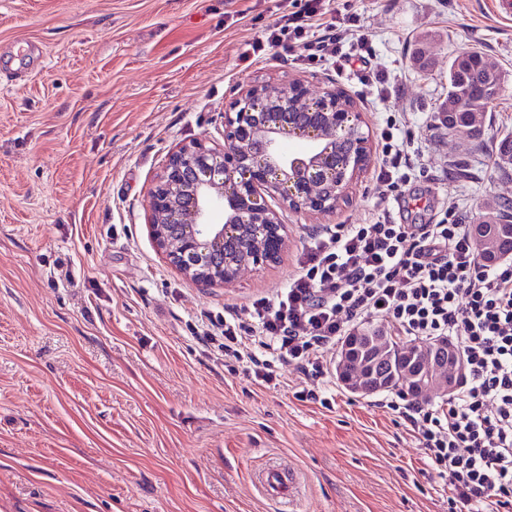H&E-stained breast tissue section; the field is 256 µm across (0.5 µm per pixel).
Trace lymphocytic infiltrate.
Instances as JSON below:
<instances>
[{
    "label": "lymphocytic infiltrate",
    "mask_w": 512,
    "mask_h": 512,
    "mask_svg": "<svg viewBox=\"0 0 512 512\" xmlns=\"http://www.w3.org/2000/svg\"><path fill=\"white\" fill-rule=\"evenodd\" d=\"M324 0H286L281 22L254 51L282 50L312 62L327 54L339 67L363 61L368 39L357 16L324 22ZM359 52H343L346 41ZM397 121L381 131L377 175L386 195L402 198L407 180L394 150ZM411 340H448L465 369L447 400L388 401L447 480L451 505L492 502L512 512V258L486 263L469 225L453 213L432 224H339L316 234L297 272L275 298L201 321L197 336L216 345L230 372L255 385L276 383V366L315 379L332 351L368 319Z\"/></svg>",
    "instance_id": "1"
}]
</instances>
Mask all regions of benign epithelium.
Returning <instances> with one entry per match:
<instances>
[{
    "mask_svg": "<svg viewBox=\"0 0 512 512\" xmlns=\"http://www.w3.org/2000/svg\"><path fill=\"white\" fill-rule=\"evenodd\" d=\"M486 68L465 106L469 124L453 135L477 138L483 114L497 94ZM364 119L353 102L336 92L310 97L290 86L254 85L224 110V148L193 142L170 151L150 189V236L166 262L188 282L203 288L232 283L241 269L274 263L288 248V230L267 198L276 196L294 212L334 211L346 198L354 175L368 158ZM313 145L288 157L286 139ZM224 202V223L206 220L212 203ZM358 338L348 337L336 363L340 381L361 397L380 391L364 369H348ZM464 365L455 348L437 340L419 349L405 371L413 395L448 397Z\"/></svg>",
    "mask_w": 512,
    "mask_h": 512,
    "instance_id": "1",
    "label": "benign epithelium"
}]
</instances>
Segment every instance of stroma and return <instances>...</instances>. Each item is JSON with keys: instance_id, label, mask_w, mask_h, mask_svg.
Wrapping results in <instances>:
<instances>
[{"instance_id": "stroma-1", "label": "stroma", "mask_w": 512, "mask_h": 512, "mask_svg": "<svg viewBox=\"0 0 512 512\" xmlns=\"http://www.w3.org/2000/svg\"><path fill=\"white\" fill-rule=\"evenodd\" d=\"M350 4L383 91L333 58L254 55L278 0H0V512H283L253 481L271 461L302 475L295 512H449L450 491L385 402L322 390L288 367L261 388L205 356L196 317L274 296L312 236L387 208L424 224L454 208L501 222L512 169V19L494 0H327ZM477 50L502 75L478 139L437 113L448 66ZM301 80L362 112L364 169L336 211L279 215L292 243L265 269L200 288L148 233L166 155L224 144V110L252 85ZM410 134L413 204H380V131Z\"/></svg>"}]
</instances>
